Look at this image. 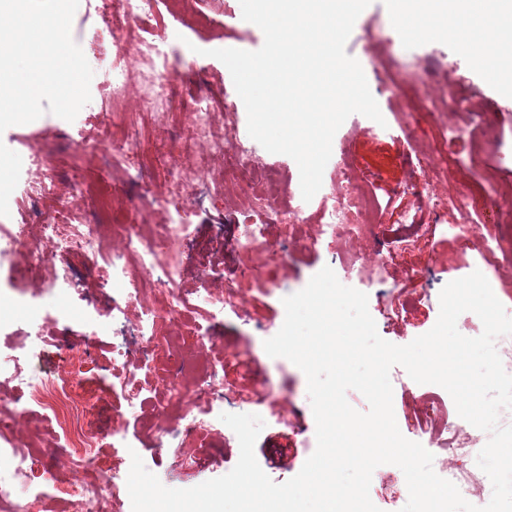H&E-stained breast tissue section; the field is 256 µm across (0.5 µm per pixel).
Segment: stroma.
<instances>
[{"instance_id": "obj_1", "label": "stroma", "mask_w": 512, "mask_h": 512, "mask_svg": "<svg viewBox=\"0 0 512 512\" xmlns=\"http://www.w3.org/2000/svg\"><path fill=\"white\" fill-rule=\"evenodd\" d=\"M147 24L150 40L177 64L176 87L184 99L208 93L225 104L214 120L225 139L246 138L247 114L227 67L209 57L212 49L255 51L264 35L242 18L239 0H154ZM36 14L64 11L66 39L63 52L73 63L76 89L65 96H44L31 106L33 117L23 124H0V410L25 398L27 390L14 379L16 366L42 374L69 369L86 347H93L96 366L86 367L82 379L93 390L95 423L117 438L98 448L93 464L61 455L63 438L43 433L33 425L30 454L37 461L36 483L48 485L61 476L77 482L93 480L104 469L126 482L132 455L169 488H191L230 472L240 454L236 434L224 424V413L256 414L265 426L255 456L262 470L278 484L294 477L316 448V424L304 373L289 360L267 355L263 342L280 330L284 297L302 290L323 267L335 266L337 248L317 241L322 196H315L302 214L294 238L285 242L276 226L267 229L279 243L276 254L258 258L262 285L247 289L244 311H228L212 318L204 306L182 313L178 324L157 321L153 332L164 343L173 327H181L188 349L199 350L216 369L222 385L217 407L209 405V386L186 381L182 397L172 396L164 364L137 371L148 413L129 412L120 391L114 390L105 364L115 346L135 344L132 334L138 309L122 324L112 322V270L106 264L90 267L85 252L63 246L50 254L48 268L68 270L72 291L68 298L30 294V280L22 260L11 249L10 233L22 223L15 202L24 196L34 171L32 153L44 154L56 173L53 195L39 210L51 219L59 206H68L73 223L92 220L103 196H110L116 212V234L141 224L166 220L156 206L168 181V167L158 161L147 167V193L129 183L125 170L111 154L91 140L100 120L98 105L107 97L111 54L101 43L121 41L130 20L116 11L112 0H28ZM391 0H372L359 15L346 43V52L360 63L370 91L386 121L385 126L360 114L349 116L336 132L324 183L336 175L337 157H346L361 186L379 203L370 216L378 239L364 253L368 263L384 262L385 280L368 288V308L379 335L405 345L427 333L439 315V294L449 282L465 277L472 266L488 268L495 295L512 317V100L473 63L455 41L428 35H410L394 25ZM431 75H424L427 62ZM128 75L124 105L128 125L137 129L146 151L159 137L147 112L152 96L149 68L135 50L125 53ZM454 86L455 99L434 106L430 97ZM252 158L274 169L279 177L280 208L300 190L299 169L283 154L267 152L258 142L249 144ZM426 174L445 197V206L432 214L406 190L419 174ZM486 182L491 196L480 213L464 214L457 205L471 182ZM260 187L230 184L223 194L199 192L185 205L189 234L178 250L163 241L154 249L160 259H175L181 268L179 287L189 297L247 275L235 248L238 205L255 203ZM419 220L424 229L416 244L398 241L399 225ZM476 224L479 237L492 243L489 251L473 249L459 254L452 230L465 221ZM422 271L419 280L411 271ZM409 299L398 307L400 299ZM93 317L102 332L85 333L83 317ZM433 395L443 410L455 405L442 387L409 382L393 389L398 425L407 439L417 442L416 413ZM197 417L195 432L184 433V415ZM370 498L380 512H401L408 501L402 471L386 464L375 469Z\"/></svg>"}]
</instances>
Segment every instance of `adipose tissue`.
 <instances>
[{"label":"adipose tissue","instance_id":"adipose-tissue-1","mask_svg":"<svg viewBox=\"0 0 512 512\" xmlns=\"http://www.w3.org/2000/svg\"><path fill=\"white\" fill-rule=\"evenodd\" d=\"M394 13L407 33H427L456 40L469 48L476 66L512 94V0H393ZM0 63L17 48L27 51L24 75L0 80V123H21L40 96L73 86L72 64L60 51H47V41H61L62 17L32 14L27 0H0Z\"/></svg>","mask_w":512,"mask_h":512}]
</instances>
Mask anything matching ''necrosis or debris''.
<instances>
[{
	"instance_id": "1",
	"label": "necrosis or debris",
	"mask_w": 512,
	"mask_h": 512,
	"mask_svg": "<svg viewBox=\"0 0 512 512\" xmlns=\"http://www.w3.org/2000/svg\"><path fill=\"white\" fill-rule=\"evenodd\" d=\"M127 45L133 46L141 60L156 77L155 100L157 103L176 105L175 85L170 78L173 68L169 59L155 56L151 43L136 30H127ZM218 103L200 99L192 112L187 127L185 141L174 142L172 153L180 155L186 147L196 150L195 164L200 171H208L213 161L223 156L225 149H233L236 159L224 170L227 181L238 184H272L274 173L271 169L259 166L252 160L247 147L243 144H227L219 137L214 125L213 115ZM192 193L190 185L184 181L178 170H171L167 195L160 205L167 214L165 223L156 225L155 235L171 245H179L189 233L188 225L183 222L182 204ZM324 197V222L320 226V236L334 241L352 243L357 240L375 238V227L368 222V216L376 202L357 183V178L347 163H340L336 170V182L330 185ZM274 207L271 202H263L244 216L236 226V246L238 254L252 258L270 247L265 237V227L273 223ZM109 213H102L97 222L75 226L64 221H53L41 225L40 237L48 244H60L69 248L88 251L95 261L109 264L112 268V301L119 313H127L132 305H140L141 314L137 322V334L142 342L145 360H153V325L156 310L153 306L142 304L144 290L159 291L166 295V313L169 319H176L179 312L191 307L190 298L177 286L181 277L179 266L159 261L152 245V236L141 231L130 230L116 246L102 244L101 227L110 223ZM29 393L21 411H9L0 414V437L11 435L16 425L17 415H29L32 408L49 411L55 418L64 419L71 415L79 416L76 427L66 429L65 447L67 452L90 457L95 448L105 442L106 436L89 422L93 407L90 395L76 376L33 378L21 376ZM417 427L421 434L430 438L446 436L448 450L452 453L468 456L469 447L460 445L456 434L461 428L458 416L443 417L442 408L435 399H428L418 419ZM28 454L21 452L15 444L0 445V512H8L12 490L15 486L26 484L33 478ZM55 490L68 497L71 512H88L96 508L97 512H109L110 500L106 492H118L119 486L114 476L107 471H98L93 482L74 485L58 482Z\"/></svg>"
}]
</instances>
